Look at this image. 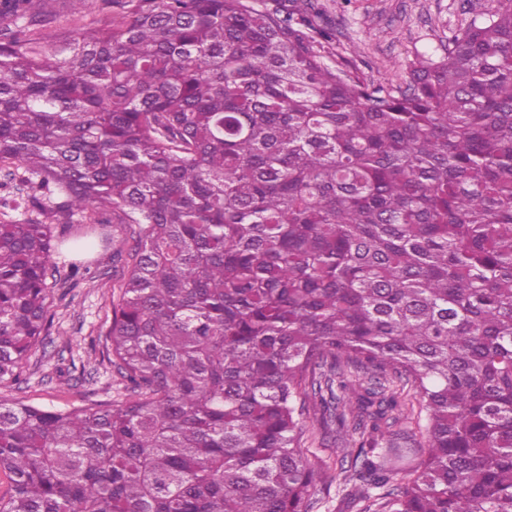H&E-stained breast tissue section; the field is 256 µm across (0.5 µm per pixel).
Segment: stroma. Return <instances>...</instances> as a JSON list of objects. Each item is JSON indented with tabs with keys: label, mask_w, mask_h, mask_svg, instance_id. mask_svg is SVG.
<instances>
[{
	"label": "stroma",
	"mask_w": 512,
	"mask_h": 512,
	"mask_svg": "<svg viewBox=\"0 0 512 512\" xmlns=\"http://www.w3.org/2000/svg\"><path fill=\"white\" fill-rule=\"evenodd\" d=\"M323 17L336 28L339 51L352 59L361 77L405 86L418 56L440 58L451 29L485 10L490 0H320ZM52 225V245L64 268L48 296L52 325L43 344L32 350L18 380L0 382V397L48 410L104 404L122 393L121 377L105 363L104 332L110 302L118 294L126 257L113 244H131L128 224H60L53 213L42 216ZM83 265L71 274L70 263ZM309 442L304 452L330 465L326 484L317 487L316 512H356L340 492L337 476L342 453L322 440L317 419L306 422Z\"/></svg>",
	"instance_id": "1"
}]
</instances>
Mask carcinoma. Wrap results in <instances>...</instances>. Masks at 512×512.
<instances>
[{
    "mask_svg": "<svg viewBox=\"0 0 512 512\" xmlns=\"http://www.w3.org/2000/svg\"><path fill=\"white\" fill-rule=\"evenodd\" d=\"M55 2L0 0V206L138 225L126 395L0 399V512H313L311 414L358 512H512V0L404 88L311 0H94L63 45ZM55 273L50 225L0 224V381ZM57 7L60 11L59 21L44 31L45 35L62 43L65 39L66 31L75 23L87 24L95 27H103L108 24V17L98 11H85L82 16H75L73 6L70 1H59Z\"/></svg>",
    "mask_w": 512,
    "mask_h": 512,
    "instance_id": "1",
    "label": "carcinoma"
}]
</instances>
